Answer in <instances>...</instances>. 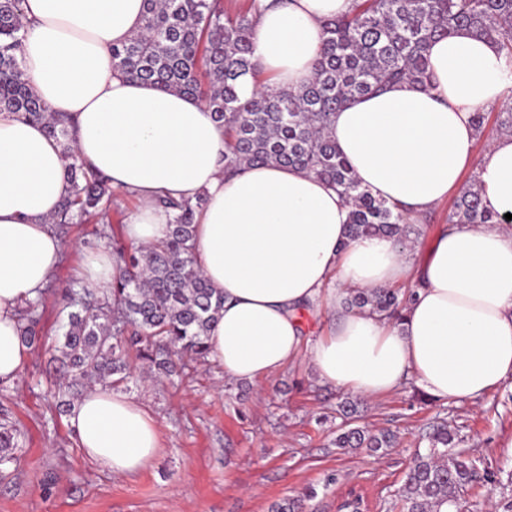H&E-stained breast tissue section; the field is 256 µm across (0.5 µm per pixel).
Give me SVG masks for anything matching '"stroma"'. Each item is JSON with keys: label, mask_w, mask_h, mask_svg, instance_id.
I'll return each mask as SVG.
<instances>
[{"label": "stroma", "mask_w": 512, "mask_h": 512, "mask_svg": "<svg viewBox=\"0 0 512 512\" xmlns=\"http://www.w3.org/2000/svg\"><path fill=\"white\" fill-rule=\"evenodd\" d=\"M136 206L117 191L105 217L72 225L46 294L43 347L31 352L14 383L0 384V409L16 425L20 444L16 460L0 468V512H271L286 498L299 501V512H340L351 490L370 512H393L422 435L440 422L456 433L478 471L496 476L495 484L480 481L464 492L465 512L512 507V381L475 403H438L411 380L392 395L361 399L360 425L397 436L395 447L369 455L336 448V405L344 394L321 383L303 357L256 383L230 379L210 360L192 364L187 376L144 382L143 362L130 357L132 377L116 389L156 419L160 454L131 476L92 463L65 410L83 392L55 387L56 302L78 283L84 249L122 240Z\"/></svg>", "instance_id": "stroma-1"}]
</instances>
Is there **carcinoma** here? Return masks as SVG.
Returning <instances> with one entry per match:
<instances>
[{
  "label": "carcinoma",
  "instance_id": "cac0c4a2",
  "mask_svg": "<svg viewBox=\"0 0 512 512\" xmlns=\"http://www.w3.org/2000/svg\"><path fill=\"white\" fill-rule=\"evenodd\" d=\"M259 0L237 15L223 0H145L141 30L112 47V69L163 90L200 100L224 125V169L278 164L303 169L333 184L350 206L352 234L399 239L409 217L395 204L361 186L330 137L334 114L357 97L394 82L428 79L427 46L460 28L500 44L512 64V0H355L351 12L325 22L327 37L309 85L297 91L267 89L243 99L239 79L258 75L253 60L254 18ZM28 22L22 0H0V111L44 124L67 161L68 192L47 223L65 231L97 214L112 200L108 180L86 169L73 148L72 120L52 112L35 95L19 55ZM204 203L175 204L164 242L141 247L116 245L119 274L95 294L85 288L62 296L58 351L67 372L58 389L91 383L112 385L126 369L129 349L168 373L175 360L208 357V337L224 310V296L212 288L194 257L195 214ZM448 223L499 224L481 207L471 184L455 199ZM412 293L400 288L357 291L348 306L399 320ZM42 301L20 312L23 341L41 345ZM344 426L336 447L377 451L394 446L395 434L355 426L359 405H339ZM398 490L400 512H434L458 507L461 493L477 477L475 462L456 450L455 435L443 424L426 437ZM18 430L0 419V466L16 459Z\"/></svg>",
  "mask_w": 512,
  "mask_h": 512
}]
</instances>
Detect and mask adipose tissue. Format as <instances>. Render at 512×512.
<instances>
[{"label":"adipose tissue","instance_id":"obj_1","mask_svg":"<svg viewBox=\"0 0 512 512\" xmlns=\"http://www.w3.org/2000/svg\"><path fill=\"white\" fill-rule=\"evenodd\" d=\"M354 0H282L261 10L253 52L262 74L296 91L314 76L325 20ZM30 22L25 73L51 111L77 118L75 148L138 208L123 227L136 246L165 241L169 196L205 204L195 217V258L224 296L209 357L226 377L256 381L307 357L320 381L383 397L414 379L434 400H475L512 380V226H443L424 262L408 243L351 237L350 208L334 185L275 164L224 171V127L200 101L112 70L111 49L137 33L144 0H24ZM430 81L399 82L336 112L330 136L363 186L412 219L435 210L477 175L487 212L512 214V135L476 153L475 112L501 103L505 58L463 29L427 49ZM66 160L43 127L0 113V383L23 372L29 349L18 310L55 271L63 240L48 219L66 194ZM118 272L107 249L86 252L82 287L107 288ZM411 283L401 321L349 308L358 290ZM333 313L335 328L309 339L303 314ZM68 424L85 456L115 475L148 468L160 450L154 417L138 401L95 386Z\"/></svg>","mask_w":512,"mask_h":512}]
</instances>
